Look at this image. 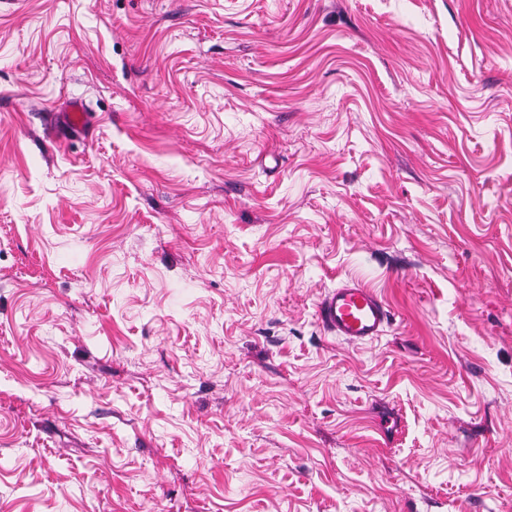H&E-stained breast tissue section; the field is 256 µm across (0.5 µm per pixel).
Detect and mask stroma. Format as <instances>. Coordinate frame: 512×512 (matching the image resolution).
<instances>
[{"label":"stroma","instance_id":"35a3bbf8","mask_svg":"<svg viewBox=\"0 0 512 512\" xmlns=\"http://www.w3.org/2000/svg\"><path fill=\"white\" fill-rule=\"evenodd\" d=\"M0 512H512V0H0ZM317 313L327 333L356 344L378 340L391 323V311L384 299L353 279L326 291L320 298Z\"/></svg>","mask_w":512,"mask_h":512}]
</instances>
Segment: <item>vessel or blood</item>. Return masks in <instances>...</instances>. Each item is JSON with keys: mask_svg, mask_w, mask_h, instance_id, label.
<instances>
[{"mask_svg": "<svg viewBox=\"0 0 512 512\" xmlns=\"http://www.w3.org/2000/svg\"><path fill=\"white\" fill-rule=\"evenodd\" d=\"M317 313L327 333L356 344L378 340L391 323V311L384 299L353 279L326 291L320 298Z\"/></svg>", "mask_w": 512, "mask_h": 512, "instance_id": "vessel-or-blood-1", "label": "vessel or blood"}]
</instances>
